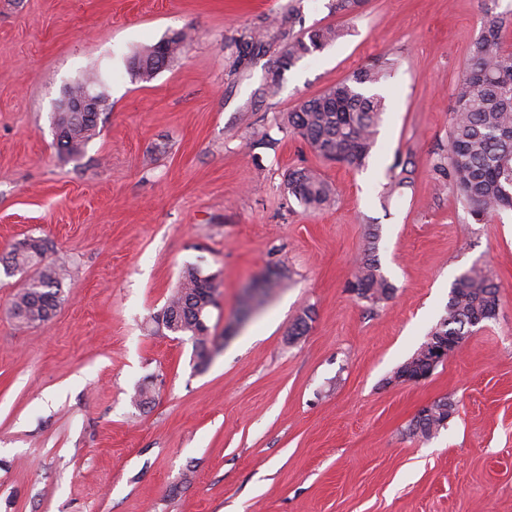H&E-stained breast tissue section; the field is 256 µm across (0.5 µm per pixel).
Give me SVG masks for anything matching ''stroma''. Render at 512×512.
<instances>
[{
    "mask_svg": "<svg viewBox=\"0 0 512 512\" xmlns=\"http://www.w3.org/2000/svg\"><path fill=\"white\" fill-rule=\"evenodd\" d=\"M333 2L0 0V258L41 237L68 270L56 312L27 326L12 311L24 276L0 269V512H512V211L474 223L432 172L486 12L512 52V0H367L355 17ZM287 4L303 28L349 33L260 98L263 69L235 68L234 40ZM180 31L182 54L134 80L133 57ZM384 54L396 69L367 166L289 132L303 100ZM90 70L109 107L70 159L53 112ZM399 157L414 181L387 199ZM302 166L335 186L331 208L288 195ZM372 225L393 287L376 303L346 288ZM188 265L218 285L202 371L152 324ZM474 266L500 285L495 318L427 379L392 382ZM274 269L282 284L241 319ZM443 398L446 426L411 434Z\"/></svg>",
    "mask_w": 512,
    "mask_h": 512,
    "instance_id": "1",
    "label": "stroma"
}]
</instances>
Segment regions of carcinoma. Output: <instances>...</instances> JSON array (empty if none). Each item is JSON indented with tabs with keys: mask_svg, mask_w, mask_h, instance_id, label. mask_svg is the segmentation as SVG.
Returning <instances> with one entry per match:
<instances>
[{
	"mask_svg": "<svg viewBox=\"0 0 512 512\" xmlns=\"http://www.w3.org/2000/svg\"><path fill=\"white\" fill-rule=\"evenodd\" d=\"M297 23L298 12L287 6L271 19H259L236 39L235 65L244 67L256 64L271 44L283 45L279 58L265 68L267 93L279 88L284 71L345 35L343 29L333 26L298 31ZM502 29L501 17L486 13L482 35L472 46L469 65L456 84V108L447 154L433 165L436 180L451 186L477 223L496 212L512 209V53L501 50ZM188 40L190 34L182 31L147 48L134 59L132 77L150 81L182 52ZM394 66V60L378 58L329 90L304 100L288 113L290 131L319 157L348 167L365 166L385 112L384 97L375 88L391 76ZM87 92L94 93L103 103L107 100L103 81L94 72L68 86L66 95L76 98ZM54 120L62 129L59 152L70 158L78 157L98 135L97 112H57ZM413 175L410 159H396L389 168L388 192L410 186ZM286 188L288 195L312 212L330 206L335 198L332 184L309 167L288 170ZM369 238L368 254L357 264L348 288L357 291L360 299L378 302L389 298L393 287L375 255L377 232H370ZM47 252V243L37 237L24 239L10 252L7 272L34 269L12 303L15 316L24 324L48 320L62 301L66 270L46 260ZM216 292L211 277L188 265L160 313L152 317L155 328L189 337L199 370L210 364L214 352L206 318ZM498 302L499 286L488 272L477 266L469 269L453 283L445 315L396 374L430 367V341L439 336H467L475 322L495 317ZM452 410L453 403L446 399L433 403L425 419L414 421L412 433L425 438L432 436L449 419Z\"/></svg>",
	"mask_w": 512,
	"mask_h": 512,
	"instance_id": "cac0c4a2",
	"label": "carcinoma"
}]
</instances>
